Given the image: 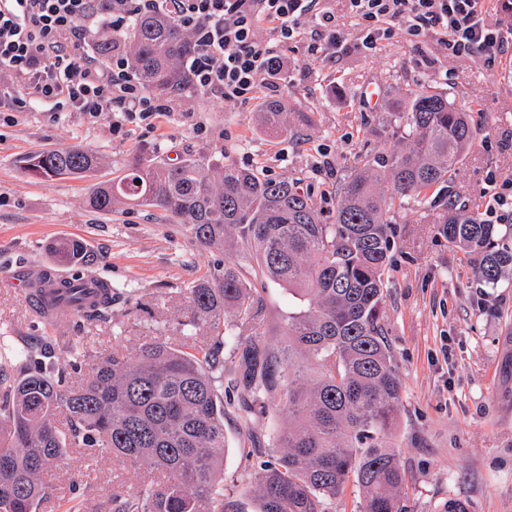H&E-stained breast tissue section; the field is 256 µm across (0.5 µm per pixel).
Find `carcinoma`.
<instances>
[{"label": "carcinoma", "instance_id": "1", "mask_svg": "<svg viewBox=\"0 0 512 512\" xmlns=\"http://www.w3.org/2000/svg\"><path fill=\"white\" fill-rule=\"evenodd\" d=\"M127 48L146 90L173 94L188 85L194 40L169 17H138ZM397 117L412 138L387 156L361 158L340 179L329 220L300 182L203 154L176 163L138 154L126 175L97 184L88 197L93 209L110 211L121 200L156 209L186 225L200 245L224 250V263L186 289L212 343L154 337L131 351L117 341L77 386L60 385L34 352L5 348L0 512H39L47 477L74 450L146 468L137 488H113L108 512H244L240 497L224 493L218 384L230 319L246 373L234 411L247 424L278 401L288 420L274 460L251 450L258 470L249 493L258 512H328L351 481L362 496L360 512H402L404 473L388 444L402 387L383 321L390 211L450 187L482 127L447 94L421 84L407 90ZM258 122L272 136L288 131L278 104L258 113ZM100 164L98 154L69 147L35 152L24 169L36 178H81ZM439 233L463 251L484 285L512 279V247L499 225L461 214L450 202ZM49 252L61 264L79 265L86 250L71 238ZM262 279L288 287L298 300L279 350L261 331L243 335L261 317L253 281ZM114 302L111 293L81 317L107 320Z\"/></svg>", "mask_w": 512, "mask_h": 512}]
</instances>
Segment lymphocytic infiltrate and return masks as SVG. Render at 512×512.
Returning a JSON list of instances; mask_svg holds the SVG:
<instances>
[{"mask_svg":"<svg viewBox=\"0 0 512 512\" xmlns=\"http://www.w3.org/2000/svg\"><path fill=\"white\" fill-rule=\"evenodd\" d=\"M362 43L402 33L436 35L445 49L492 65L512 47V0H347ZM165 13L192 33L196 91L235 108L285 80L269 63L315 28L332 46L349 38L321 0H0V112L122 113L128 122L171 111L169 98L130 74L123 44L137 17ZM112 43L107 63L87 52L99 36Z\"/></svg>","mask_w":512,"mask_h":512,"instance_id":"f902f5d3","label":"lymphocytic infiltrate"}]
</instances>
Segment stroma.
Returning a JSON list of instances; mask_svg holds the SVG:
<instances>
[{
    "instance_id": "stroma-1",
    "label": "stroma",
    "mask_w": 512,
    "mask_h": 512,
    "mask_svg": "<svg viewBox=\"0 0 512 512\" xmlns=\"http://www.w3.org/2000/svg\"><path fill=\"white\" fill-rule=\"evenodd\" d=\"M325 7L350 37L322 57L309 54L303 41L282 53L288 69L276 97L288 114L282 136L268 137L257 126L266 95L229 110L219 97L191 86L172 96V112L157 117L151 129L120 123L116 112L91 116L39 106L0 125V336L12 337L19 348L51 341L47 366L69 385L110 351L113 337H123L129 348L153 336L178 341L193 317L187 286L223 262V252L200 246L187 227L154 209L90 208L93 185L124 174L139 153L172 163L205 154L269 178L300 180L328 216L338 180L359 155L385 156L408 140V128L395 116L407 89L435 86L469 108L484 132L461 162L450 192L430 195L421 205L406 203L391 216L384 323L402 384L400 417L390 437L405 473L400 505L403 512H445L456 497L468 500L473 512H512V283L486 287L437 231L448 202L462 213L483 215L489 176L512 178V50L489 66L446 54L433 37L411 44L397 34L366 51L346 0H326ZM370 84L378 94L373 103L363 96ZM67 146L99 154L100 168L85 179H40L25 171L29 154ZM66 238L85 244L82 274L121 290L112 319L83 328L75 318H36L19 270L37 263L71 276L72 267L52 263L47 252L51 242ZM261 295V329L270 343L281 345L296 301L271 282ZM83 334L89 341L76 360L66 345ZM285 426V417L273 410L248 426L227 412L225 491L242 493L254 479L255 464L241 445L245 432L269 448ZM77 478L90 484L86 512H96L115 483L136 487L140 474L105 453L90 460L71 454L52 473L39 512H64L63 500Z\"/></svg>"
}]
</instances>
